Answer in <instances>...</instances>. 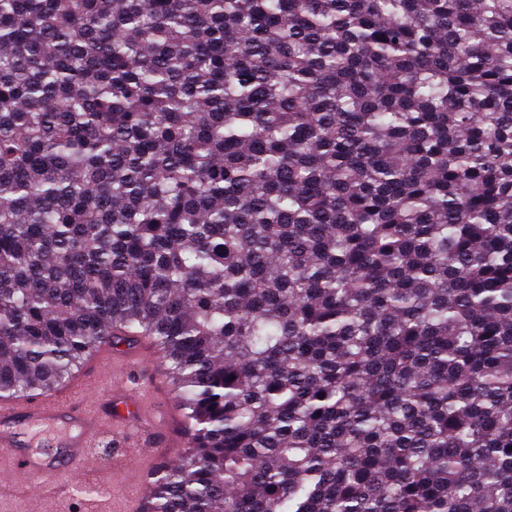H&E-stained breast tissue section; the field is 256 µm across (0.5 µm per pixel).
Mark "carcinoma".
<instances>
[{"instance_id":"carcinoma-1","label":"carcinoma","mask_w":512,"mask_h":512,"mask_svg":"<svg viewBox=\"0 0 512 512\" xmlns=\"http://www.w3.org/2000/svg\"><path fill=\"white\" fill-rule=\"evenodd\" d=\"M140 337L145 512H512V0H0V398Z\"/></svg>"}]
</instances>
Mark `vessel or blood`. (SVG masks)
I'll use <instances>...</instances> for the list:
<instances>
[{"label": "vessel or blood", "instance_id": "1", "mask_svg": "<svg viewBox=\"0 0 512 512\" xmlns=\"http://www.w3.org/2000/svg\"><path fill=\"white\" fill-rule=\"evenodd\" d=\"M141 398L131 392L111 407L108 415L96 413L94 406L80 403L68 391H49L24 400L0 401V453L9 456L27 475L37 481L59 475H86L93 462L92 448L105 446L112 421L139 415ZM28 420L51 431L57 456L48 457L24 450L14 424Z\"/></svg>", "mask_w": 512, "mask_h": 512}]
</instances>
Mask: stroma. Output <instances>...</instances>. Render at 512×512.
Listing matches in <instances>:
<instances>
[{"mask_svg":"<svg viewBox=\"0 0 512 512\" xmlns=\"http://www.w3.org/2000/svg\"><path fill=\"white\" fill-rule=\"evenodd\" d=\"M147 345L144 339L121 345L113 349L111 363L90 359L82 367L92 380V395L100 407H107L109 397L120 396L124 390H150L140 417L123 424L127 439L143 452L140 463L124 465V450L116 447L111 455H97L95 471L81 482L69 480L62 488L50 487L39 494L32 492L27 475L1 464L0 512H130L138 496H151L156 468L181 459L188 444L161 356L149 361L138 356ZM78 484L90 487L91 495L75 494Z\"/></svg>","mask_w":512,"mask_h":512,"instance_id":"35a3bbf8","label":"stroma"}]
</instances>
